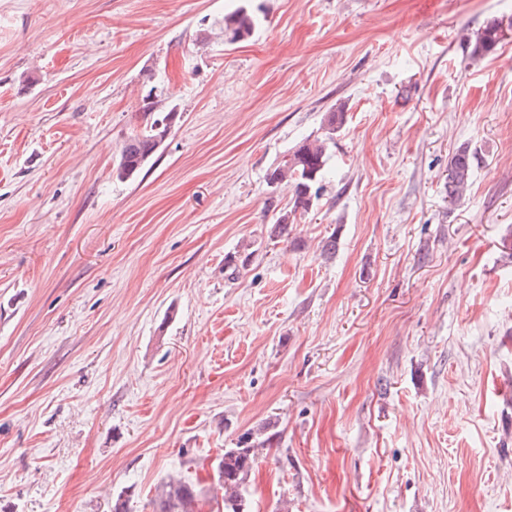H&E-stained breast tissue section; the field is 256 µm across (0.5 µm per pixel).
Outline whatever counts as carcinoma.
Wrapping results in <instances>:
<instances>
[{"label":"carcinoma","mask_w":512,"mask_h":512,"mask_svg":"<svg viewBox=\"0 0 512 512\" xmlns=\"http://www.w3.org/2000/svg\"><path fill=\"white\" fill-rule=\"evenodd\" d=\"M258 24L257 17L244 8L224 15V42L235 44L250 38ZM512 30V20L504 22L494 19L487 22L475 35L471 56L481 58L493 53L504 41L503 29ZM156 102L146 97L143 106L141 130L129 136L119 153L113 175L125 181L137 174L171 132L178 113L169 111L161 117L155 116ZM347 119L342 105L325 113L322 129L324 133L314 139L306 138L298 143L288 157L267 172L270 186L287 183L292 187V197L286 207L276 215L272 235L288 237L293 224L304 217L319 199V183L324 178L330 159V147L334 135ZM472 156L468 148L459 147L448 164V198L457 200L470 186ZM268 426L246 433L234 448L224 449V456L217 464V482L224 502V512H246L242 496L243 485L256 464L254 448H263L271 443L265 435ZM201 492L195 485L181 477L170 476L155 490L151 501L153 512H196Z\"/></svg>","instance_id":"carcinoma-1"}]
</instances>
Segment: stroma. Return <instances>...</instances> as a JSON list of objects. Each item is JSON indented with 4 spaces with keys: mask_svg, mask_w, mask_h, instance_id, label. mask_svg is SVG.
<instances>
[{
    "mask_svg": "<svg viewBox=\"0 0 512 512\" xmlns=\"http://www.w3.org/2000/svg\"><path fill=\"white\" fill-rule=\"evenodd\" d=\"M239 7L258 26L228 45ZM510 18L0 0V512H152L170 476L210 500L262 425L247 512H512V37L470 56ZM151 89L180 118L116 180ZM339 103L319 200L271 237L267 171ZM506 25L503 20L494 19L487 22L475 35L471 56L481 58L493 53L505 40L503 27ZM507 30H512V20L508 21ZM472 156L468 148L459 147L448 164V198L460 199L470 186Z\"/></svg>",
    "mask_w": 512,
    "mask_h": 512,
    "instance_id": "1",
    "label": "stroma"
}]
</instances>
